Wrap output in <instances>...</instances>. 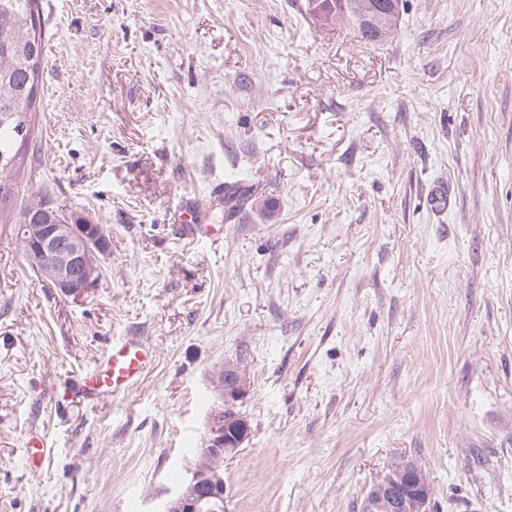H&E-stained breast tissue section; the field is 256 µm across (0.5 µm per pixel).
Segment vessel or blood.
Listing matches in <instances>:
<instances>
[{
  "mask_svg": "<svg viewBox=\"0 0 512 512\" xmlns=\"http://www.w3.org/2000/svg\"><path fill=\"white\" fill-rule=\"evenodd\" d=\"M153 348L143 340L127 336L113 341L107 355L79 382L67 387L68 400L92 404L125 395L152 365Z\"/></svg>",
  "mask_w": 512,
  "mask_h": 512,
  "instance_id": "1",
  "label": "vessel or blood"
}]
</instances>
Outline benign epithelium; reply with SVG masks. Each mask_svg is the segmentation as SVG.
<instances>
[{
    "mask_svg": "<svg viewBox=\"0 0 512 512\" xmlns=\"http://www.w3.org/2000/svg\"><path fill=\"white\" fill-rule=\"evenodd\" d=\"M400 0H388L387 8L375 9L379 35L389 33L385 24L397 15ZM23 242L28 260L67 298H80L95 286L99 258L108 250L109 241L102 226L91 219L68 214L59 224H24ZM215 387L221 404L207 420L205 455L221 450L231 456L248 441V420L236 412L238 402L248 392L245 370L227 362L216 375ZM215 481L201 465L188 469L183 486L169 492L159 512H197L195 490ZM361 512H434L433 490L422 464L412 458H400L372 485Z\"/></svg>",
    "mask_w": 512,
    "mask_h": 512,
    "instance_id": "1",
    "label": "benign epithelium"
}]
</instances>
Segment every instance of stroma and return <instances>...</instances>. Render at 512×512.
Masks as SVG:
<instances>
[{"label": "stroma", "instance_id": "stroma-1", "mask_svg": "<svg viewBox=\"0 0 512 512\" xmlns=\"http://www.w3.org/2000/svg\"><path fill=\"white\" fill-rule=\"evenodd\" d=\"M39 6L19 194L110 243L66 298L0 223V512H159L228 361L251 436L224 512H358L400 456L439 512H512V0H404L375 43L306 0ZM239 177L253 194L228 220ZM130 334L155 350L130 391L62 402Z\"/></svg>", "mask_w": 512, "mask_h": 512}]
</instances>
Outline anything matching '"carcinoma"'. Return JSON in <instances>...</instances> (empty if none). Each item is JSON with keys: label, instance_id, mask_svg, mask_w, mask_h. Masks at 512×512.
<instances>
[{"label": "carcinoma", "instance_id": "cac0c4a2", "mask_svg": "<svg viewBox=\"0 0 512 512\" xmlns=\"http://www.w3.org/2000/svg\"><path fill=\"white\" fill-rule=\"evenodd\" d=\"M337 24L378 40L376 25L358 0H346ZM43 32L38 0H0V220L11 214L33 139L43 73Z\"/></svg>", "mask_w": 512, "mask_h": 512}]
</instances>
